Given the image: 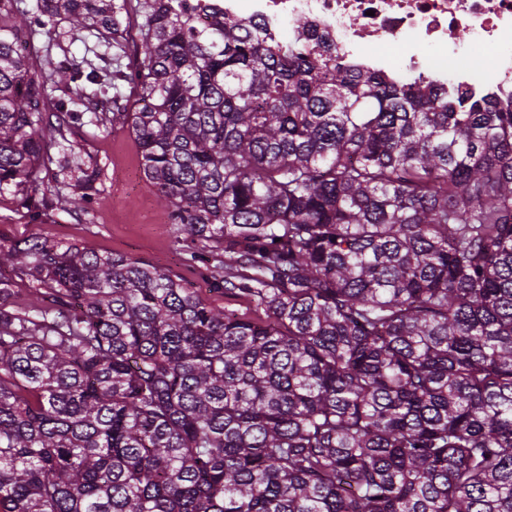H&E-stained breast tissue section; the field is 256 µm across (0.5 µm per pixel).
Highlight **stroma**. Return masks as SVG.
Returning <instances> with one entry per match:
<instances>
[{"label": "stroma", "instance_id": "obj_1", "mask_svg": "<svg viewBox=\"0 0 512 512\" xmlns=\"http://www.w3.org/2000/svg\"><path fill=\"white\" fill-rule=\"evenodd\" d=\"M96 36L86 31L71 30L67 23L56 29L41 30L34 40V61L51 70L59 61L90 60L106 74L107 82L92 98L90 106L98 112L112 113L117 103L134 100L135 93L121 72L134 65L138 39L121 38V53L95 55ZM69 140L78 143L86 162L97 167L98 201L82 212L58 210L40 223L29 222L17 214L9 193L0 194V244L34 234H45L60 245L88 247L102 255H122L133 259L164 264L172 275L185 281L203 284L206 268L190 261L193 246L169 224L155 190L141 184L138 193H129L120 180L125 168H140L141 157L128 128L114 125L97 129L89 125L73 130Z\"/></svg>", "mask_w": 512, "mask_h": 512}]
</instances>
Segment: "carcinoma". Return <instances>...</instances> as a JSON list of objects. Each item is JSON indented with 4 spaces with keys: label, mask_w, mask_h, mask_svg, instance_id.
Returning <instances> with one entry per match:
<instances>
[{
    "label": "carcinoma",
    "mask_w": 512,
    "mask_h": 512,
    "mask_svg": "<svg viewBox=\"0 0 512 512\" xmlns=\"http://www.w3.org/2000/svg\"><path fill=\"white\" fill-rule=\"evenodd\" d=\"M127 4L0 0V193L37 222L48 165L68 211L97 176L65 133L98 75L44 76L34 27L135 26L112 123L212 289L267 320L159 263L0 244V512H512V97Z\"/></svg>",
    "instance_id": "carcinoma-1"
}]
</instances>
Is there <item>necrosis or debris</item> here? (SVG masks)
<instances>
[{
  "mask_svg": "<svg viewBox=\"0 0 512 512\" xmlns=\"http://www.w3.org/2000/svg\"><path fill=\"white\" fill-rule=\"evenodd\" d=\"M194 20L268 29L401 82L512 96V0H188Z\"/></svg>",
  "mask_w": 512,
  "mask_h": 512,
  "instance_id": "1",
  "label": "necrosis or debris"
}]
</instances>
